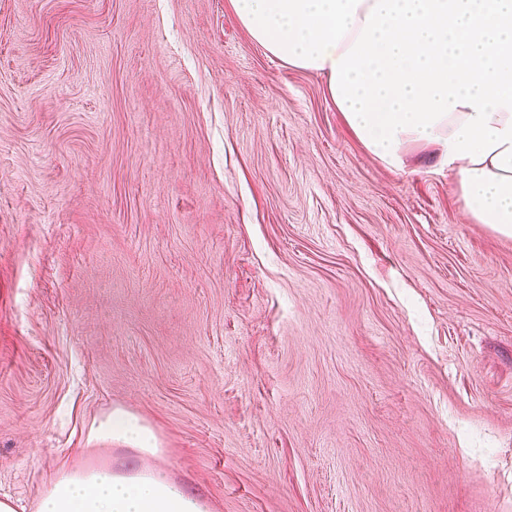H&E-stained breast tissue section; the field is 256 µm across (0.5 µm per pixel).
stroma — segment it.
Instances as JSON below:
<instances>
[{"instance_id": "35a3bbf8", "label": "stroma", "mask_w": 512, "mask_h": 512, "mask_svg": "<svg viewBox=\"0 0 512 512\" xmlns=\"http://www.w3.org/2000/svg\"><path fill=\"white\" fill-rule=\"evenodd\" d=\"M122 408L150 455L91 443ZM512 512V237L383 167L230 0H0V497ZM37 512H210L202 498L157 469L119 473L112 466L60 470L37 504Z\"/></svg>"}]
</instances>
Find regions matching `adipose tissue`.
Listing matches in <instances>:
<instances>
[{
  "mask_svg": "<svg viewBox=\"0 0 512 512\" xmlns=\"http://www.w3.org/2000/svg\"><path fill=\"white\" fill-rule=\"evenodd\" d=\"M254 41L326 75L346 124L383 166L432 148L473 223L512 237V0H231ZM89 442L157 453L152 430L116 409ZM37 512H210L157 469L60 470Z\"/></svg>",
  "mask_w": 512,
  "mask_h": 512,
  "instance_id": "obj_1",
  "label": "adipose tissue"
}]
</instances>
